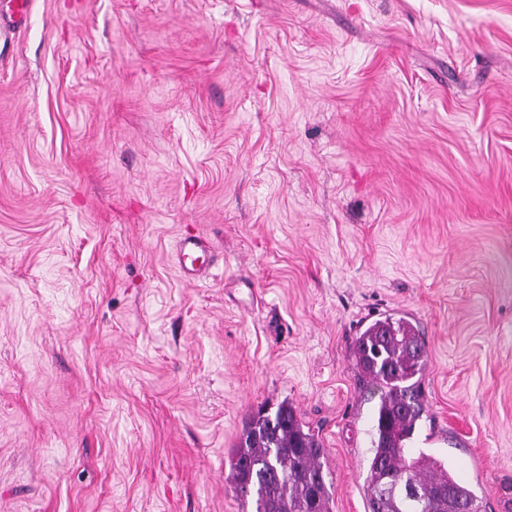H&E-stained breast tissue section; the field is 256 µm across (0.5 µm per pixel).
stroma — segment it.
Instances as JSON below:
<instances>
[{
    "instance_id": "stroma-1",
    "label": "stroma",
    "mask_w": 512,
    "mask_h": 512,
    "mask_svg": "<svg viewBox=\"0 0 512 512\" xmlns=\"http://www.w3.org/2000/svg\"><path fill=\"white\" fill-rule=\"evenodd\" d=\"M0 512H245L261 404L365 512L355 338L512 512V0H0ZM214 250L184 278L180 235Z\"/></svg>"
}]
</instances>
